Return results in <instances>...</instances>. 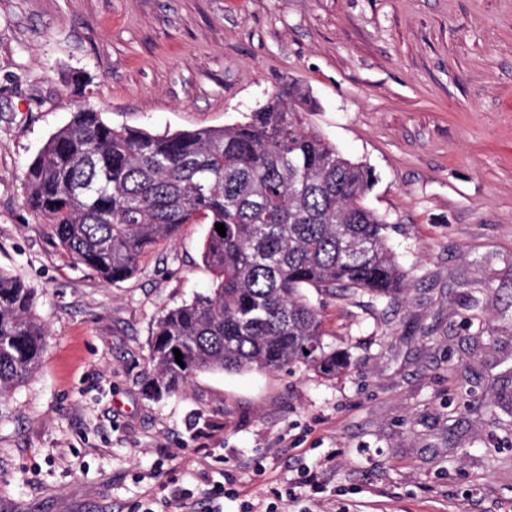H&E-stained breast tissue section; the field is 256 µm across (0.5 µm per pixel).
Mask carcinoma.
Segmentation results:
<instances>
[{
  "label": "carcinoma",
  "mask_w": 512,
  "mask_h": 512,
  "mask_svg": "<svg viewBox=\"0 0 512 512\" xmlns=\"http://www.w3.org/2000/svg\"><path fill=\"white\" fill-rule=\"evenodd\" d=\"M313 108L292 82L241 122L156 135L80 106L27 167L26 208L107 284L132 276L183 225L209 224L202 256L212 286L156 320L148 396L175 394L208 371L303 365L334 376L347 362L324 342L305 289L377 298L402 290L385 220L366 204L372 171L306 122ZM35 299L0 270V398L40 364L46 331L32 315Z\"/></svg>",
  "instance_id": "carcinoma-1"
}]
</instances>
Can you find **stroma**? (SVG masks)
<instances>
[{"label": "stroma", "mask_w": 512, "mask_h": 512, "mask_svg": "<svg viewBox=\"0 0 512 512\" xmlns=\"http://www.w3.org/2000/svg\"><path fill=\"white\" fill-rule=\"evenodd\" d=\"M293 79L372 168L406 291L313 296L342 373L151 399L157 317L212 283L207 225L106 284L25 208L24 172L78 105L221 129ZM0 270L48 332L0 399V512H512V0H0Z\"/></svg>", "instance_id": "1"}]
</instances>
